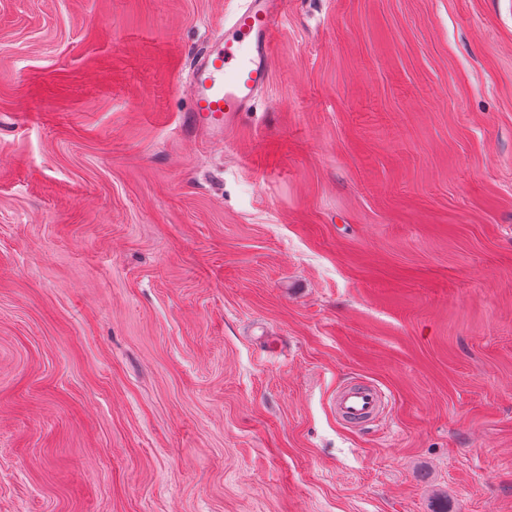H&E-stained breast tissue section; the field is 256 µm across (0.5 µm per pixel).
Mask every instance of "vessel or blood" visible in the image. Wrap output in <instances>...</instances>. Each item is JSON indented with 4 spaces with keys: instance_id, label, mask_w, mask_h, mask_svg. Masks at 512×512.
Returning <instances> with one entry per match:
<instances>
[{
    "instance_id": "1",
    "label": "vessel or blood",
    "mask_w": 512,
    "mask_h": 512,
    "mask_svg": "<svg viewBox=\"0 0 512 512\" xmlns=\"http://www.w3.org/2000/svg\"><path fill=\"white\" fill-rule=\"evenodd\" d=\"M283 0H241L224 22V32L192 65L187 124L211 135L233 130L266 85ZM386 406L382 391L366 380L345 384L336 394V413L362 427Z\"/></svg>"
}]
</instances>
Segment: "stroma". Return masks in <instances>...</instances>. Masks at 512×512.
Instances as JSON below:
<instances>
[{"label":"stroma","instance_id":"obj_1","mask_svg":"<svg viewBox=\"0 0 512 512\" xmlns=\"http://www.w3.org/2000/svg\"><path fill=\"white\" fill-rule=\"evenodd\" d=\"M232 7L0 0V512H512V0H288L213 141ZM283 0H244L224 34L193 61L187 124L211 135L233 130L266 85ZM386 406L382 391L366 380L345 384L336 394V414L346 424L363 427L379 418Z\"/></svg>","mask_w":512,"mask_h":512}]
</instances>
